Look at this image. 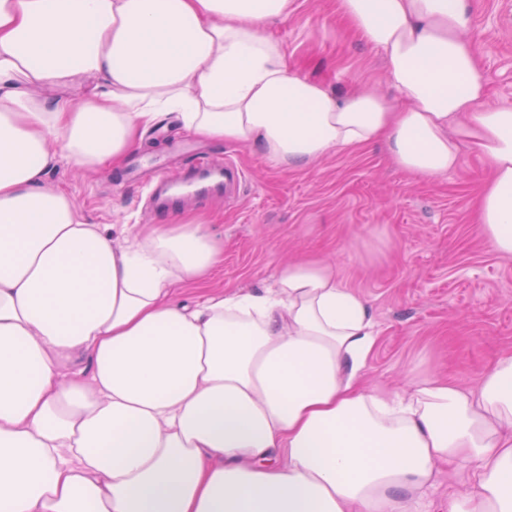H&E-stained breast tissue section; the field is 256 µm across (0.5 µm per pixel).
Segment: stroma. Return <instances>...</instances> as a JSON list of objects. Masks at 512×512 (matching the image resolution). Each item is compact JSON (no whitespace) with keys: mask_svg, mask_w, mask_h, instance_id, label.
I'll list each match as a JSON object with an SVG mask.
<instances>
[{"mask_svg":"<svg viewBox=\"0 0 512 512\" xmlns=\"http://www.w3.org/2000/svg\"><path fill=\"white\" fill-rule=\"evenodd\" d=\"M476 3L468 35L488 88L485 103L512 106V0ZM293 8L288 21L270 28L289 64L339 90L355 82L381 85L382 54L341 23L336 0H294ZM200 157L217 169L233 160L244 179L173 204V211L207 217L224 242V258L209 276L175 287L179 302L261 290L279 266L312 256L332 263L370 304L377 332L370 386L402 391L431 372L472 390L500 355L512 352V256L495 252L474 222L473 196L489 169L471 146H463L457 172L433 180L395 168L375 145L284 170L254 147L190 135L171 112L145 131L143 148L122 170L53 165L45 178L65 187L87 220L123 245L139 226L163 223L171 211L152 202L150 160L164 159L167 177L182 181ZM472 484V467L441 471L417 512H447L449 497Z\"/></svg>","mask_w":512,"mask_h":512,"instance_id":"35a3bbf8","label":"stroma"}]
</instances>
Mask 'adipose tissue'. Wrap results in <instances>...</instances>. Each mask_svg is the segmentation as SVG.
Returning <instances> with one entry per match:
<instances>
[{"mask_svg":"<svg viewBox=\"0 0 512 512\" xmlns=\"http://www.w3.org/2000/svg\"><path fill=\"white\" fill-rule=\"evenodd\" d=\"M292 3L0 0V512H409L463 464L448 512H512V354L474 390L368 388L373 315L330 263L181 304L224 251L201 219L117 246L45 183L57 161L118 169L164 112L286 170L379 144L435 179L468 144L477 222L512 256V106L483 104L472 0H336L390 98L290 65L268 27ZM94 76L105 93L68 96ZM73 354L88 372H61Z\"/></svg>","mask_w":512,"mask_h":512,"instance_id":"ef3b65f1","label":"adipose tissue"}]
</instances>
